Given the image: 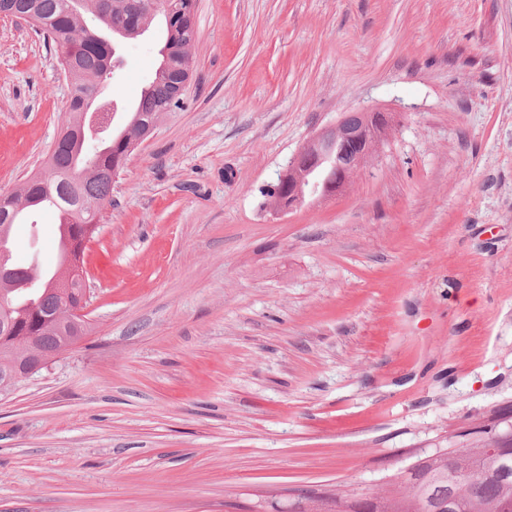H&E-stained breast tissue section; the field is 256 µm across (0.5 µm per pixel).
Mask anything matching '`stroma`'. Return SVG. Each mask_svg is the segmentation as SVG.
I'll return each mask as SVG.
<instances>
[{
    "instance_id": "1",
    "label": "stroma",
    "mask_w": 512,
    "mask_h": 512,
    "mask_svg": "<svg viewBox=\"0 0 512 512\" xmlns=\"http://www.w3.org/2000/svg\"><path fill=\"white\" fill-rule=\"evenodd\" d=\"M193 77L84 255L91 331L0 396V512H292L369 498L512 413V0H195ZM165 41H125L130 106ZM61 50L0 16V192L43 172ZM393 130L341 195L265 192L359 109ZM54 216L14 225L53 264Z\"/></svg>"
}]
</instances>
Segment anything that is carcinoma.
Returning <instances> with one entry per match:
<instances>
[{"label":"carcinoma","instance_id":"carcinoma-1","mask_svg":"<svg viewBox=\"0 0 512 512\" xmlns=\"http://www.w3.org/2000/svg\"><path fill=\"white\" fill-rule=\"evenodd\" d=\"M131 0H0V14L15 18H33L39 27L64 49L63 66L71 74V94L64 113L60 140L49 157V173L44 180L31 179L16 192L19 205L0 210V238L11 235L12 226L20 223L23 212L34 213L39 200L52 194L70 216L69 233L73 242L85 237L89 226L112 194V179L123 168L126 144L136 139L146 123H159L173 109L191 76L189 49L195 37L194 0H154L153 17L164 19L167 37L160 50L161 61L153 79L140 94L135 106L127 112L122 131L112 133L104 150L91 145L81 136L88 123L86 103L98 90L101 73L110 59L111 46L103 37L109 32L118 39H134L146 27L130 9ZM345 164L343 147L333 143L320 162L303 170V178L317 185L320 192L336 191L339 168ZM16 270L10 287H0V305L14 310L18 331L16 337L35 336L43 351L51 356L80 341L88 332L86 326L64 327L55 320L61 299L54 289L46 287L49 277H40L38 299L25 305L18 301V285L27 280L24 270L10 261L1 266ZM501 453L489 465V475L480 477L458 472L455 485L448 482L427 483L431 471L445 469L441 460L429 459L410 474L402 487L401 500L389 505L390 512L413 508V490L427 486L426 494L436 501L439 512H474L480 506L486 512H512V443L500 445Z\"/></svg>","mask_w":512,"mask_h":512}]
</instances>
